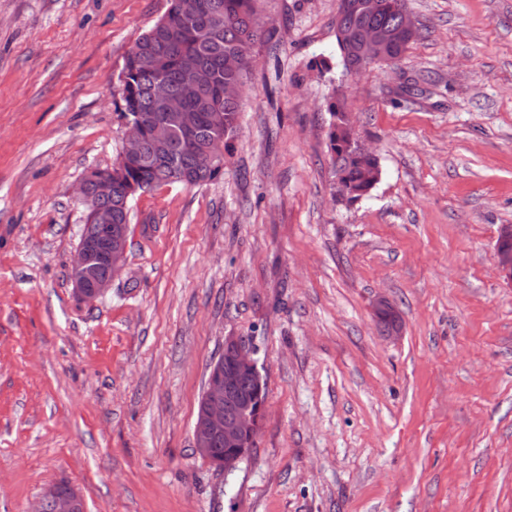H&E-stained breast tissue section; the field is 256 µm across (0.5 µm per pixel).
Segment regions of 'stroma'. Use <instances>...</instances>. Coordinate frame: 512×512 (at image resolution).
<instances>
[{
    "label": "stroma",
    "mask_w": 512,
    "mask_h": 512,
    "mask_svg": "<svg viewBox=\"0 0 512 512\" xmlns=\"http://www.w3.org/2000/svg\"><path fill=\"white\" fill-rule=\"evenodd\" d=\"M421 35L346 82L380 159L337 201V0H258L239 129L211 181L136 194L95 302L68 269L88 168L122 148L118 77L167 0H0V512H512V0H407ZM420 91L403 92L407 82ZM387 296L402 324L383 332ZM267 385L232 472L193 426L225 337ZM512 237L511 225L502 226L496 243V261L498 270L512 282V245L505 244ZM47 502L52 503L54 512H85L83 495L78 488L70 484L66 491L61 490L59 483L46 487L33 512H43Z\"/></svg>",
    "instance_id": "35a3bbf8"
}]
</instances>
